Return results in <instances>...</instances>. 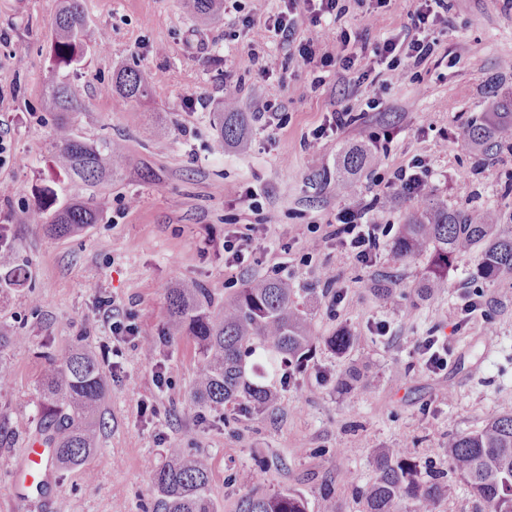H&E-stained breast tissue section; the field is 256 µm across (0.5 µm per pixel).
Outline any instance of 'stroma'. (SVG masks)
Here are the masks:
<instances>
[{
  "mask_svg": "<svg viewBox=\"0 0 512 512\" xmlns=\"http://www.w3.org/2000/svg\"><path fill=\"white\" fill-rule=\"evenodd\" d=\"M82 3L89 49L68 75L82 104L78 131L121 142L130 158L122 173L94 184L58 170L51 157L56 115L44 96L57 78L50 39L58 0H0V254L9 258L0 275L31 274L0 288V320L28 338L8 351L0 388L10 428L0 440V512H152L153 473L172 445L210 456L219 512H237L252 489L294 488L316 504L340 469L350 475L336 488L341 512H362L356 489L373 477L377 449L411 448L444 466L449 436L512 413V278L471 281L475 250L449 268L445 288L417 304L425 259L404 262L384 248L365 267L325 237L338 211L372 197L375 223L396 232L425 201L375 176L416 157L426 163L430 196L452 207L512 209V195L501 191L512 182V155H478L457 136L492 111L495 95L512 92V10L502 0H451L449 26L433 33L434 62L359 85L304 63L298 41L314 38L323 55L336 53L344 31L370 42L405 33L417 0H389L370 20L358 0H341L340 17L300 24L288 41L265 26L281 0H221L214 20L183 0ZM123 68L144 74L147 97L108 94ZM229 99L251 122L245 145L222 149L213 117ZM370 99L377 109H367ZM340 108L358 120L335 133L329 125ZM371 131L386 137L375 166L352 195H341L336 159ZM47 187L56 207L93 201L98 223L63 238L16 223L19 212L48 202ZM256 222L260 264L225 268V227ZM306 252L311 262H301ZM377 270L396 275V302L371 293ZM329 274L342 302L309 295ZM268 277L296 289L317 335L346 330L357 345L343 356L317 346L271 413L200 412L188 398L199 368L194 344L163 337L168 289L199 284L221 301ZM474 291L487 305L461 318L463 295ZM116 319L133 327L132 337H113ZM426 336L447 337L446 369L431 370L419 356L416 343ZM78 345L104 357L102 449L82 465L52 467L39 492L20 465L41 422L44 357ZM352 367L363 385L337 393L331 380Z\"/></svg>",
  "mask_w": 512,
  "mask_h": 512,
  "instance_id": "obj_1",
  "label": "stroma"
}]
</instances>
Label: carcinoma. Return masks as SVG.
I'll list each match as a JSON object with an SVG mask.
<instances>
[{
	"label": "carcinoma",
	"instance_id": "obj_1",
	"mask_svg": "<svg viewBox=\"0 0 512 512\" xmlns=\"http://www.w3.org/2000/svg\"><path fill=\"white\" fill-rule=\"evenodd\" d=\"M185 7L204 18L218 10L217 0H185ZM52 29L54 69L79 63L87 49L82 0H61ZM110 91L126 100L141 99L148 86L141 72L124 69L116 74ZM47 95L57 116L52 144L56 167L91 183L119 174L127 163L121 145L108 138L87 140L76 133L74 115L81 104L72 86L56 80ZM216 127L220 143L239 146L248 134V113L229 102L217 113ZM507 132L512 133V95L500 102L498 111L473 118L463 127L466 142L485 156L512 152V142L504 139ZM374 162L365 144L344 150L336 166L339 189L350 191ZM98 220L97 207L82 201L49 215L41 208L31 210L20 218L21 223L40 224L57 237L77 235ZM388 247L402 260L426 257L425 292L444 287L448 269L475 248L482 253L475 277L493 282L512 275V210L451 208L433 197L425 208L408 214ZM293 295L288 283L279 279L254 281L221 304L198 285L169 289L166 337L191 339L200 361L190 392L195 406L211 410L236 403L245 412L264 413L276 405L281 363L313 356L318 340L311 319ZM25 342L9 324L0 322V387L9 376L5 351ZM356 343L357 337L347 331L325 340L333 353L342 356ZM42 388L40 435L51 460L61 468L84 463L101 448L97 416L108 386L99 356L83 346L61 357L47 356ZM448 458L446 471L431 462L421 463L410 448L380 449L376 477L359 490L365 512H406L409 501L417 512H436L450 494V474L470 489L484 512H512V413L494 417L477 432L449 438ZM210 470V458L204 453L166 449L165 461L153 475V512H218L208 490ZM317 508L338 512L333 485L323 489ZM237 512H308V503L290 489L253 490L241 498Z\"/></svg>",
	"mask_w": 512,
	"mask_h": 512
}]
</instances>
